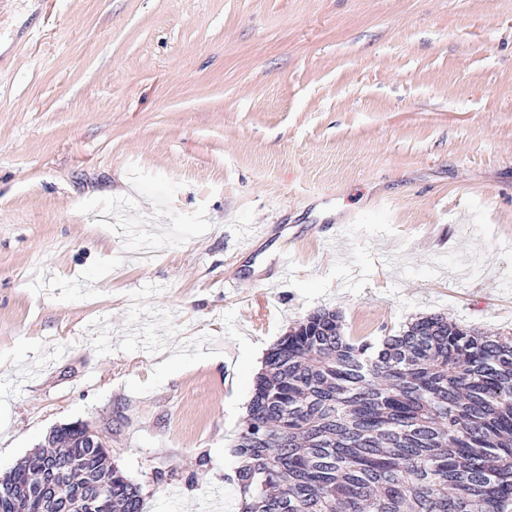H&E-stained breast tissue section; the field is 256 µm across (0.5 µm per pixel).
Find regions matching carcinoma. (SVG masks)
<instances>
[{"instance_id": "1", "label": "carcinoma", "mask_w": 512, "mask_h": 512, "mask_svg": "<svg viewBox=\"0 0 512 512\" xmlns=\"http://www.w3.org/2000/svg\"><path fill=\"white\" fill-rule=\"evenodd\" d=\"M233 453L240 512H507L512 340L440 315L369 340L317 309L266 354ZM142 512L87 424L0 477V512Z\"/></svg>"}]
</instances>
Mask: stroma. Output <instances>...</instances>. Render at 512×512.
<instances>
[{
	"instance_id": "obj_1",
	"label": "stroma",
	"mask_w": 512,
	"mask_h": 512,
	"mask_svg": "<svg viewBox=\"0 0 512 512\" xmlns=\"http://www.w3.org/2000/svg\"><path fill=\"white\" fill-rule=\"evenodd\" d=\"M319 308L512 333V0H0V474L82 421L239 512L246 344Z\"/></svg>"
}]
</instances>
